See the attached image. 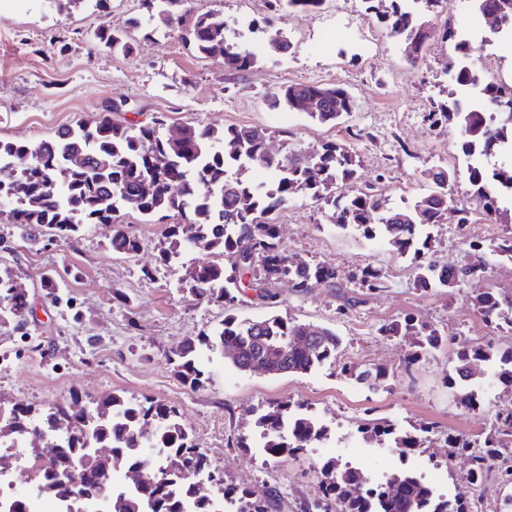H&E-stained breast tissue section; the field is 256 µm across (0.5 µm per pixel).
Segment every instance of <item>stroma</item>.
<instances>
[{
  "label": "stroma",
  "mask_w": 512,
  "mask_h": 512,
  "mask_svg": "<svg viewBox=\"0 0 512 512\" xmlns=\"http://www.w3.org/2000/svg\"><path fill=\"white\" fill-rule=\"evenodd\" d=\"M196 13H211L233 29L275 28L292 43L275 53L269 36L257 33L258 60L233 73L219 57H204L176 34L161 29L148 35L131 27L142 17L139 0H5L0 5V139L26 142L52 137L65 125L91 122L119 105L115 120L167 126L190 124L223 129L236 125L265 128L272 150L294 146L305 151L336 141L356 161L355 185L389 195L392 202L423 194L427 169L453 168L455 198L469 201L467 159L459 151L454 124L430 126L428 112L448 103V43H431L424 60L411 66L403 43L368 15L361 0L337 10L324 0L312 10L271 11L269 0H191ZM109 24L131 45L122 52L93 45L95 29ZM294 82L341 84L353 110L338 125L307 114L273 108L267 98ZM324 202L298 198L276 215L282 246L296 258L326 263L341 272L372 266L387 278L386 291L366 297L340 313L333 289L317 284L303 294L281 289L274 312L327 326L341 338L337 362L306 374L269 376L241 373L219 354L205 363L208 379L193 390L173 372L171 357L188 337L219 328L223 306L180 289L189 263L210 261L204 251L163 263L166 229L179 216L148 219L122 212L119 221L143 241L133 257L108 246L112 227L91 224L73 237L47 235L34 244L0 214V272L12 270L30 293L36 314L23 330L0 325V404L41 410L66 403L73 392L98 397L117 393L176 409L179 423L209 456L225 483L278 494L274 512H300L317 499L323 463L346 458L352 449L370 451L376 468L438 464L448 472L449 489L461 487L469 461L450 453L446 438L465 434L484 441L497 408L512 405V389L487 368L474 391L484 405L466 407L448 387L457 349L494 340L512 346V331L491 332L473 298L480 286L512 295V262L486 256L483 285L455 290H420L410 260L398 257L382 240H364L330 224ZM430 254L438 264L460 266L473 259L469 239L476 225L449 219L431 230ZM269 310L254 294L242 297L241 316L262 318ZM413 316L439 329L444 344L425 362L409 366V341L385 335L383 324ZM387 368L390 379L371 390L345 377L341 363ZM302 403L328 428L325 449L275 457L255 448V421L276 404ZM383 422L422 436L424 444L407 458L378 452L363 430Z\"/></svg>",
  "instance_id": "stroma-1"
}]
</instances>
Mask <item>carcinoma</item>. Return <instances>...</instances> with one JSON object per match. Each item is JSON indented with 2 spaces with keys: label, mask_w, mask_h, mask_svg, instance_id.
Returning <instances> with one entry per match:
<instances>
[{
  "label": "carcinoma",
  "mask_w": 512,
  "mask_h": 512,
  "mask_svg": "<svg viewBox=\"0 0 512 512\" xmlns=\"http://www.w3.org/2000/svg\"><path fill=\"white\" fill-rule=\"evenodd\" d=\"M390 34L405 43L407 60L418 63L429 43L437 38L449 43V63L457 68L456 87L448 105L431 113L433 122L444 119L460 129V150L471 156L489 153L499 141H512V86L500 83L484 87L486 107L498 122L486 123L484 110L466 104L460 88L474 81L465 61L472 52L468 41L458 37L450 22L438 28L428 13L441 0H421L426 12L405 10L399 0H362ZM482 15L499 18L498 27L512 25V0H471ZM141 9L156 27L180 33L194 50L205 57H221L224 68L243 72L256 63L244 42L226 37L224 21L213 14H197L188 0H140ZM99 46L130 50L123 34L104 23L94 32ZM317 111L309 110V101ZM270 103L306 112L322 123L334 124L353 108V100L342 87L314 83H291L273 93ZM112 109L89 124L62 127L51 140L10 142L0 140V206L8 207L11 223L32 235L44 230L70 238L88 224H112L108 246L113 252L135 256L142 240L117 224L119 212L129 209L141 215L164 219L174 212L182 218L168 226L169 246L162 260L178 258L185 247L210 252L219 262L185 267L180 287L201 299L224 305L227 314L213 333L190 337L173 352L171 363L180 381L196 389L207 380L201 362L203 350L224 351L232 344L236 356L228 362L244 372L255 360L268 367V374H305L325 364L336 363L340 338L328 327L270 315L258 320L233 313L239 296L252 290L270 307L280 304L279 289L299 294L312 283L328 288L356 286L366 295L386 290V277L377 268H362L342 275L336 267L297 260L280 245L279 225L274 215L299 196L321 200L328 207L329 221L340 230H352L367 240L381 238L398 256L413 265L414 282L422 290L457 288L480 281L485 274L486 252L512 261V237L499 241L476 240L474 260L460 268L441 266L427 257L429 229L443 223L448 212L457 223L471 224L474 214L495 223L501 216V188L512 186V168L491 174L477 166L470 169L474 206L460 205L449 189L451 173L445 168L425 173L429 190L413 200L394 206L383 193L363 190L344 192L355 179L354 156L343 145L325 142L312 152L288 148L284 153L267 152L266 132L255 126L224 129L187 126L178 140L162 133V120L125 124L112 119ZM76 156L81 167L67 164ZM259 167L270 175V183L255 184L243 171ZM153 184L149 194L143 183ZM28 291L11 273L0 274V324H22ZM474 305L487 326L512 327V298H501L484 288ZM389 336L411 338L406 363L423 362L445 342L439 330L411 317L381 326ZM489 363L499 365V379L512 386V349L497 351L487 341L455 352L450 388L461 392L467 406L481 402L469 384ZM341 372L375 389L389 377L382 367L344 365ZM264 441L259 447L276 456H288L321 441L326 430L302 406L277 405L260 415ZM379 442L387 440L403 455L421 447L412 434H396L384 423L366 431ZM52 438L58 451L54 458L34 470L36 492L107 499L111 512H215L211 497L201 492V482L217 480L208 455L198 448L175 419L174 410L162 403L136 404L109 393L98 398L74 394L70 402L46 408L36 418L25 407L0 414V442L23 438ZM512 408L498 410L494 434L481 449L469 439L448 438V448L469 457L466 482L481 483L489 473H500V484L512 485ZM163 448L161 463L150 466L143 449ZM124 474L126 485L110 482L113 474ZM325 487L322 497L303 503L301 512H471L463 493L452 501L428 508L430 490L411 476L395 473L391 481L372 489L363 473L337 471L336 461L322 464ZM235 499V512H271V491L224 488Z\"/></svg>",
  "instance_id": "cac0c4a2"
}]
</instances>
